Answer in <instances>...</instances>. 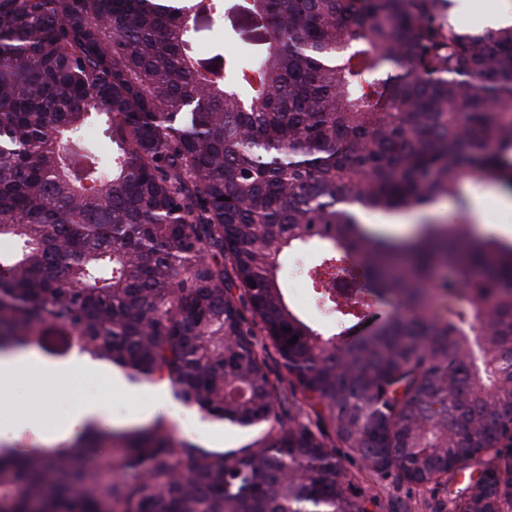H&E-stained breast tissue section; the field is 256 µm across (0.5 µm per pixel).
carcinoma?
<instances>
[{
  "instance_id": "1",
  "label": "carcinoma",
  "mask_w": 512,
  "mask_h": 512,
  "mask_svg": "<svg viewBox=\"0 0 512 512\" xmlns=\"http://www.w3.org/2000/svg\"><path fill=\"white\" fill-rule=\"evenodd\" d=\"M448 5L236 0L266 52L195 60L224 0H0V352L76 351L269 426L226 451L159 418L0 454V512H370L360 483L390 475L512 512V240L366 225L464 214L466 180L512 192V26ZM306 249L338 333L279 283ZM371 224L380 226L377 230L384 231L393 236H404L412 231L414 224H410L406 215L402 213L388 214L382 224V214L374 216L370 220Z\"/></svg>"
}]
</instances>
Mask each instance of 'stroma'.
<instances>
[{
	"mask_svg": "<svg viewBox=\"0 0 512 512\" xmlns=\"http://www.w3.org/2000/svg\"><path fill=\"white\" fill-rule=\"evenodd\" d=\"M225 53L257 52L261 43L252 38L246 24L234 10H226L222 20L203 27L195 33L191 47L198 57L208 56L215 46ZM95 399L108 404L113 418L124 417L134 409H156L171 425L173 434L198 442L209 450L240 448L253 442L257 434L250 431L215 428L201 433V416L195 410L183 407L161 386L140 385L129 392H117L110 377L99 375L78 380H50L34 382L25 387L19 397L0 405V431L17 447L34 448L42 432L52 430L68 418L73 405L80 400ZM28 413L40 417L42 425L36 429H17L11 424L13 416ZM366 493L373 497L371 512H394L398 503L409 502L411 512H437L438 506L431 490L409 485L397 479L384 482H365Z\"/></svg>",
	"mask_w": 512,
	"mask_h": 512,
	"instance_id": "stroma-1",
	"label": "stroma"
}]
</instances>
